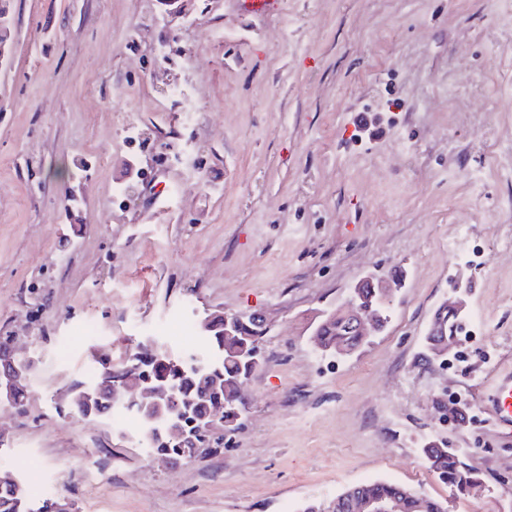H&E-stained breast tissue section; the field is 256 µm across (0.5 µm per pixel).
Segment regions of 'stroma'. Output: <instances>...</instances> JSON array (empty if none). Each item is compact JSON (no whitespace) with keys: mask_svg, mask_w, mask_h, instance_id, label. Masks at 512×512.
<instances>
[{"mask_svg":"<svg viewBox=\"0 0 512 512\" xmlns=\"http://www.w3.org/2000/svg\"><path fill=\"white\" fill-rule=\"evenodd\" d=\"M7 8L0 333L38 368L25 412L0 407V468L75 512H298L367 481L512 512V439L486 382L512 366V0H284L252 19L234 0ZM175 85L203 122H182ZM359 112L382 134L357 137ZM128 124L145 142L125 144ZM460 235L472 264L450 251ZM397 267L387 327L349 357L317 353L321 313ZM461 280L469 333L443 372L421 339ZM217 310L272 323L229 446L170 465L111 419L57 411L84 362ZM447 399L468 402L463 425L436 420ZM429 439L479 469V495L429 471ZM177 331H180L181 336H192L193 328L192 324L185 319L180 317L172 318V320L165 322L159 326L150 325L147 328V336H160V335H170L175 336Z\"/></svg>","mask_w":512,"mask_h":512,"instance_id":"1","label":"stroma"}]
</instances>
